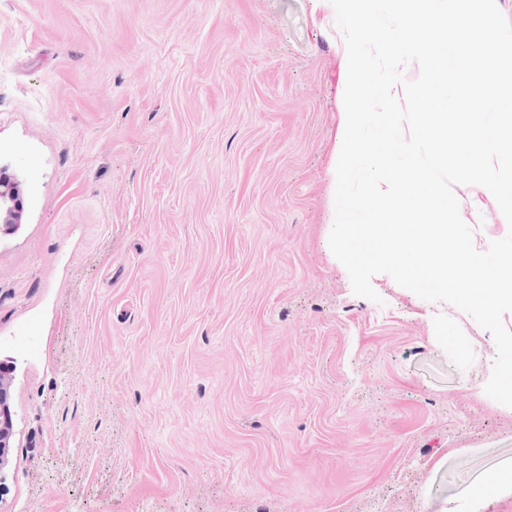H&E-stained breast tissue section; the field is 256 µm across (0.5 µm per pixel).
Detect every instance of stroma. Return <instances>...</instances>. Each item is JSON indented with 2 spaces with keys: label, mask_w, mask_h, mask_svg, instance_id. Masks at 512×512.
<instances>
[{
  "label": "stroma",
  "mask_w": 512,
  "mask_h": 512,
  "mask_svg": "<svg viewBox=\"0 0 512 512\" xmlns=\"http://www.w3.org/2000/svg\"><path fill=\"white\" fill-rule=\"evenodd\" d=\"M344 46L328 0H0V512H512L491 335L330 249ZM24 200L19 183L8 165L0 161V224L13 227L21 224ZM12 366L0 363V495L4 489V469L9 462V453L14 436V418L10 406Z\"/></svg>",
  "instance_id": "stroma-1"
}]
</instances>
